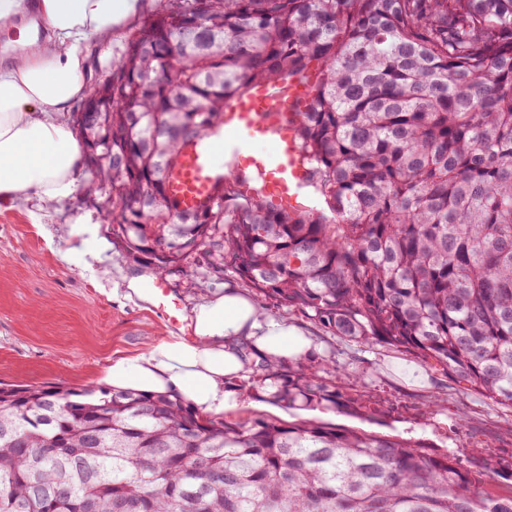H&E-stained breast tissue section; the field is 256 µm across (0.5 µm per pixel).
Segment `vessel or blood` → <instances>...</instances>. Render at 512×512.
Instances as JSON below:
<instances>
[{"label":"vessel or blood","mask_w":512,"mask_h":512,"mask_svg":"<svg viewBox=\"0 0 512 512\" xmlns=\"http://www.w3.org/2000/svg\"><path fill=\"white\" fill-rule=\"evenodd\" d=\"M304 80L260 84L224 108V122L208 139L185 149L169 176L182 207L206 198L226 171L250 175L252 187L280 207H298L306 169L291 115L308 105Z\"/></svg>","instance_id":"1"}]
</instances>
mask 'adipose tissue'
<instances>
[{
  "label": "adipose tissue",
  "instance_id": "adipose-tissue-1",
  "mask_svg": "<svg viewBox=\"0 0 512 512\" xmlns=\"http://www.w3.org/2000/svg\"><path fill=\"white\" fill-rule=\"evenodd\" d=\"M144 0H0V36L18 51L0 63V206L37 202L45 209L86 190L83 147L67 114L85 91L89 38L112 37ZM37 9L44 37L16 26ZM198 338L172 337L148 352L112 361L116 390L177 395L208 418L235 406L234 380L264 359L294 360L311 341L284 318L263 312L248 292L225 288L193 310Z\"/></svg>",
  "mask_w": 512,
  "mask_h": 512
}]
</instances>
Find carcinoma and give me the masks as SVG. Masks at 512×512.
Segmentation results:
<instances>
[{
    "label": "carcinoma",
    "instance_id": "cac0c4a2",
    "mask_svg": "<svg viewBox=\"0 0 512 512\" xmlns=\"http://www.w3.org/2000/svg\"><path fill=\"white\" fill-rule=\"evenodd\" d=\"M92 195L121 258L233 269L327 332L440 367L512 412V0H174L112 63ZM309 78L292 122L316 204L224 176L203 218L158 187L257 82ZM202 113L192 125L190 113ZM313 362L251 387L380 424L394 408ZM503 462L302 421L200 416L162 394L0 382V512H512Z\"/></svg>",
    "mask_w": 512,
    "mask_h": 512
}]
</instances>
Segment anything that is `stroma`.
I'll use <instances>...</instances> for the list:
<instances>
[{
  "label": "stroma",
  "instance_id": "35a3bbf8",
  "mask_svg": "<svg viewBox=\"0 0 512 512\" xmlns=\"http://www.w3.org/2000/svg\"><path fill=\"white\" fill-rule=\"evenodd\" d=\"M146 2L142 16L125 23L112 39L89 41L87 87L109 75L111 61L125 52L131 35L168 0ZM110 206L107 194L90 200L79 193L40 212L37 220L31 217L37 210L32 201L0 210V381L100 387L110 361L147 351L171 335L163 310L128 293L131 278H139L146 287L158 278L149 269L135 272L121 260L112 227L102 221ZM71 248L95 253L98 259L89 267L67 262L63 255ZM160 279L182 317L225 286L243 285L228 269L222 284L209 287L189 261ZM264 308L312 337L308 358L335 359L330 377L337 386L396 407L388 423L373 425V432L421 442L437 454L465 459L477 448L512 463V413L494 400L463 391L444 372L420 365L411 354L331 335L302 313L269 300ZM406 364L419 366V383L405 381L401 368ZM237 392L238 403L225 411V419L363 425L361 419L342 413L289 410L270 401L267 393L246 386Z\"/></svg>",
  "mask_w": 512,
  "mask_h": 512
}]
</instances>
